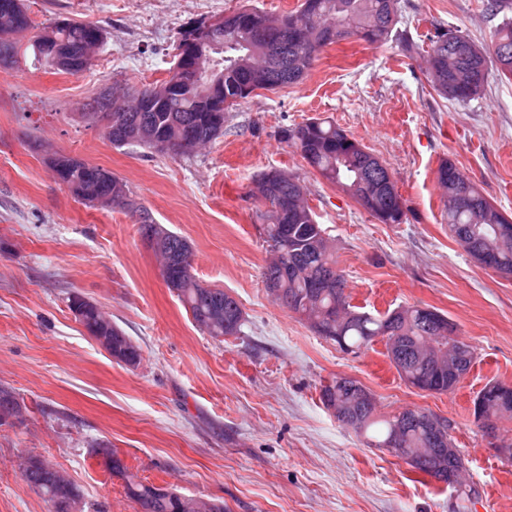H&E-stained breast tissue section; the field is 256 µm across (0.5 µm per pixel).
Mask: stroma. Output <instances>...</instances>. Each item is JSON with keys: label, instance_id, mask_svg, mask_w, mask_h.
Returning a JSON list of instances; mask_svg holds the SVG:
<instances>
[{"label": "stroma", "instance_id": "1", "mask_svg": "<svg viewBox=\"0 0 512 512\" xmlns=\"http://www.w3.org/2000/svg\"><path fill=\"white\" fill-rule=\"evenodd\" d=\"M300 2L25 0L30 35L67 16L99 25L104 42L77 75L29 53L0 68V386L25 407L23 423L0 426V512H49L18 469L31 455L78 487V512H138L95 456L101 444L143 482L223 502L224 512H512V461L473 416L487 383L512 384V277L449 236L437 182L451 159L512 219V79L489 69L484 92L458 103L433 89L426 68L440 29L490 47L500 19L487 0H398L386 42L325 47L301 83L228 109L223 136L186 155L115 148L83 117L100 92L127 95L166 79L188 23L245 5L280 16ZM314 118L387 166L403 223H379L280 139ZM54 152L111 171L156 223L188 240L195 278L238 300L241 334L219 341L199 330L138 224L77 199L47 164ZM270 169L302 180L353 305L437 310L475 347L454 391L405 384L383 341L342 352L267 290L252 189ZM73 293L111 317L138 347V364L114 360L86 333L68 306ZM338 376L360 382L379 414L424 409L447 420L479 498L458 500L339 422L320 399Z\"/></svg>", "mask_w": 512, "mask_h": 512}]
</instances>
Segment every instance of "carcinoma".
Instances as JSON below:
<instances>
[{"mask_svg":"<svg viewBox=\"0 0 512 512\" xmlns=\"http://www.w3.org/2000/svg\"><path fill=\"white\" fill-rule=\"evenodd\" d=\"M511 9L512 0H488L491 14H503L489 52L458 31L436 32L431 39L427 74L440 95L457 102L478 96L483 90L490 57L501 75L512 77V17L507 15ZM247 12L248 22L234 12L224 17V26L232 29L233 38L212 60H202V66L216 67L224 74V102L229 108L250 98L245 93L255 77L250 64L261 68L265 57H270L272 71L265 86L267 91L296 85L311 70L316 54L328 45L352 37L368 44L385 41L396 24L398 9L397 0H303L299 9L284 15L281 28L256 9L249 8ZM4 18L29 24L23 0H0V19ZM333 21L338 26L345 25L347 31L327 40L323 35ZM300 23L307 29V42L313 45V56L305 63L301 62L300 48L293 41L294 29ZM38 38L76 50L90 40L100 43L104 36L103 29L93 22L59 17L43 28ZM198 97V89L180 86L164 107L154 112L128 113L122 121L105 128V137L115 148L129 147L128 127L145 122L155 132L171 138L178 136L181 127H193L198 132V145H205L222 135L224 126L218 127L205 119L206 113L197 104ZM280 135L300 150L310 167L349 192L380 223H403L401 197L375 191L377 184L387 178L386 167L368 160L365 147L335 123L317 118L296 129H284ZM52 164L61 169L73 195L90 204L96 190L102 194H129L125 183L100 166L66 154L56 155ZM91 171L104 176L94 190L86 183ZM437 180L446 197L444 220L454 240L464 251L478 247L498 265L512 269V220L487 200L453 161L446 159L440 163ZM303 188L300 178L283 172L270 195L263 198L265 209L256 211V220L263 225L272 254L263 276H277L279 302L346 353L357 355L376 339L385 341L391 363L413 387L436 393L454 389L460 375L471 368L475 358L473 346L454 336L455 327L448 317L435 310L427 315L418 306H401L374 315L351 305L344 271L301 193ZM167 240V252L161 255L164 281L191 313L196 326L215 339L239 334L243 326L240 303L224 289L206 287L196 280L191 273V246L184 237L169 230ZM87 317L93 334L112 337V358L132 365L140 361L138 347L109 318L100 316L97 310L88 312ZM321 393L327 406L338 403L344 409L345 415L336 416L339 422L360 435L376 431L371 440L377 448L390 439L398 420L407 421L403 433L405 452L400 459L437 480V466L450 468L456 476L453 489L457 497L469 500L479 495L475 486L464 481L468 460L461 451H456L450 460L438 461L431 454V437L421 420L431 419L437 429L446 432L445 420L423 409L379 417L372 394L348 377L332 380ZM20 416L12 401V390L1 387L0 426ZM507 416L512 417V405L505 414L492 402L487 403L483 414H474L482 429L487 422L498 424ZM107 468L122 477L126 494L141 512H224V507L215 502L189 499L143 483L129 472L115 450ZM21 476L50 505L51 512H77L78 488L47 460L27 457Z\"/></svg>","mask_w":512,"mask_h":512,"instance_id":"carcinoma-1","label":"carcinoma"}]
</instances>
